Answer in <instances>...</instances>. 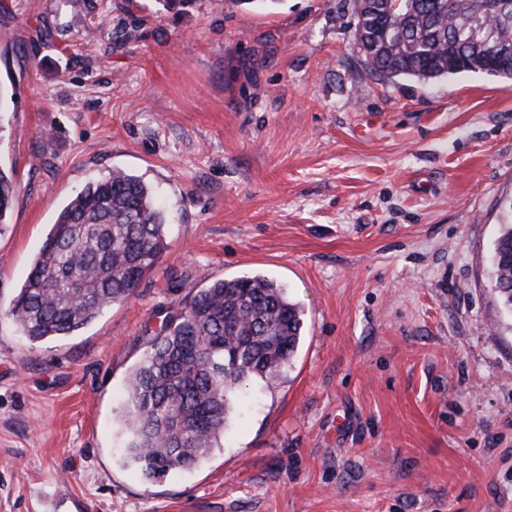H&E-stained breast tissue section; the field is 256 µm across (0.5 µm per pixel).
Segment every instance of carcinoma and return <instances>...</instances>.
Instances as JSON below:
<instances>
[{
    "label": "carcinoma",
    "instance_id": "1",
    "mask_svg": "<svg viewBox=\"0 0 512 512\" xmlns=\"http://www.w3.org/2000/svg\"><path fill=\"white\" fill-rule=\"evenodd\" d=\"M371 0L356 7L370 75L423 83L462 72L512 79V0ZM0 167V230L17 197ZM153 191L114 169L58 213L5 315L32 342L70 336L127 299L168 248ZM495 289L512 309V225L493 253ZM304 311L261 275L216 280L174 310L130 373L126 456L147 480L199 465L218 447L249 383H274L303 335Z\"/></svg>",
    "mask_w": 512,
    "mask_h": 512
}]
</instances>
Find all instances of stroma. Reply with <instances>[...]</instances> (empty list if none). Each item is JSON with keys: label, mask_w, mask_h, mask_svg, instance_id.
Segmentation results:
<instances>
[{"label": "stroma", "mask_w": 512, "mask_h": 512, "mask_svg": "<svg viewBox=\"0 0 512 512\" xmlns=\"http://www.w3.org/2000/svg\"><path fill=\"white\" fill-rule=\"evenodd\" d=\"M354 0H0V512H512V82L365 68ZM115 168L170 245L133 295L31 344L5 311L61 208ZM261 274L303 308L221 447L145 481L121 426L171 311ZM18 188L12 171L0 167V232L17 197ZM495 289L503 304L512 309V225L506 224L496 240L493 253Z\"/></svg>", "instance_id": "obj_1"}]
</instances>
